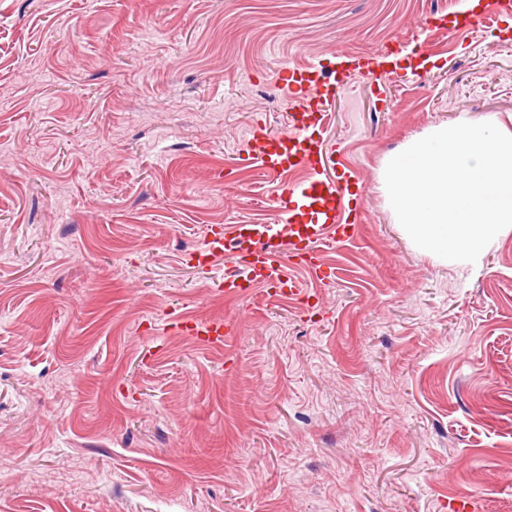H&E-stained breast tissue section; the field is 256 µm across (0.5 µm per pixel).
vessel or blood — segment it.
<instances>
[{
    "instance_id": "b4317fda",
    "label": "vessel or blood",
    "mask_w": 512,
    "mask_h": 512,
    "mask_svg": "<svg viewBox=\"0 0 512 512\" xmlns=\"http://www.w3.org/2000/svg\"><path fill=\"white\" fill-rule=\"evenodd\" d=\"M289 84L297 85L302 99L292 115L290 133L276 136L252 132L246 141L247 158L269 176H281L286 167L305 169L309 178L302 183L284 185L279 196L282 223L256 224L245 229L227 225L211 232L205 247L193 251L192 264L203 271L224 256L236 257L226 270L222 286L230 295H248L251 286L268 284L269 297L281 299L298 293L294 268L321 269L322 247L340 240L346 227L340 221L345 188L340 180L324 178L326 157L323 140L316 134L324 119L329 99L344 88L343 78L327 82L319 73H289ZM182 331L204 343L224 340L232 332L228 323L182 322Z\"/></svg>"
}]
</instances>
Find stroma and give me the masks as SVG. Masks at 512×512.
<instances>
[{"instance_id":"obj_1","label":"stroma","mask_w":512,"mask_h":512,"mask_svg":"<svg viewBox=\"0 0 512 512\" xmlns=\"http://www.w3.org/2000/svg\"><path fill=\"white\" fill-rule=\"evenodd\" d=\"M462 7L0 0V512H512V233L435 259L379 183L512 114V0ZM286 68L346 77L321 136L355 218L332 279L237 299L188 254L281 223L243 149L291 131ZM176 326L204 343L222 342L224 338H227L232 333V324L230 322L224 324L177 321Z\"/></svg>"}]
</instances>
